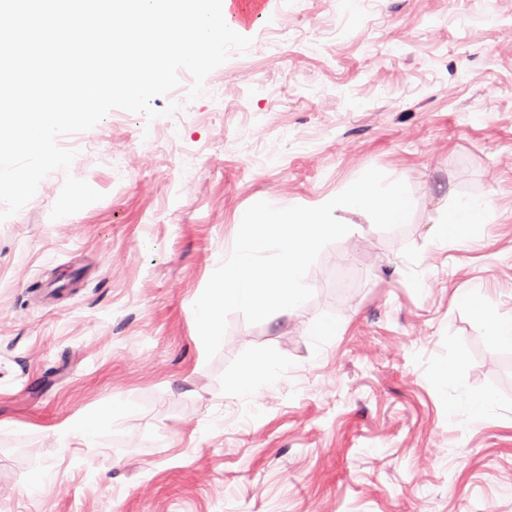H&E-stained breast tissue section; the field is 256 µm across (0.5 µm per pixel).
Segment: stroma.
I'll return each instance as SVG.
<instances>
[{
    "label": "stroma",
    "instance_id": "35a3bbf8",
    "mask_svg": "<svg viewBox=\"0 0 512 512\" xmlns=\"http://www.w3.org/2000/svg\"><path fill=\"white\" fill-rule=\"evenodd\" d=\"M249 35L204 96L183 70L153 99L173 117L60 136L70 171L0 222V512H512V347L460 301L512 316V0H275ZM372 167L407 183L408 224L338 212L312 299L232 313L207 358L193 305L240 215ZM69 174L103 198L50 220ZM477 196L481 234L436 244ZM260 359L254 396L235 378ZM97 413L92 445L60 438Z\"/></svg>",
    "mask_w": 512,
    "mask_h": 512
}]
</instances>
